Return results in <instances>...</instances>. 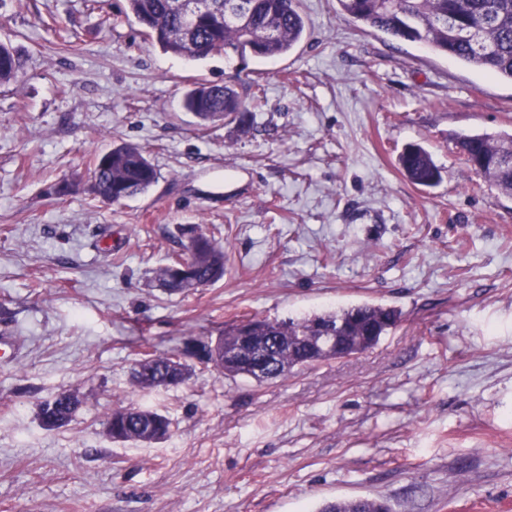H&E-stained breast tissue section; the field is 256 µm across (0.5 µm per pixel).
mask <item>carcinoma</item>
I'll return each instance as SVG.
<instances>
[{
	"mask_svg": "<svg viewBox=\"0 0 512 512\" xmlns=\"http://www.w3.org/2000/svg\"><path fill=\"white\" fill-rule=\"evenodd\" d=\"M178 0H126V16L145 27L165 54L195 61L222 54L275 59L288 54L307 31L296 0H248L243 19L219 29L199 24L184 41L174 36L179 24ZM341 14L395 39L418 42L438 53L512 82V0H337ZM21 57L0 43V84L17 78ZM183 108L199 121L236 122L250 129L252 117L233 84L199 82L188 89ZM456 148L465 165L512 196V135L470 134ZM404 175L415 185L434 187L440 168L420 144H409L398 156ZM158 172L141 148L127 141L97 156L88 191L102 201H123L157 182ZM188 235L183 252L156 271L168 294L204 288L224 277V247L200 226L180 229ZM401 312L393 307L362 305L284 321L247 318L224 329L216 340H192L178 353L149 354L134 369L143 390L177 386L192 370L188 360L210 365L229 378L258 384L288 378L315 363L363 353L397 327ZM78 406L59 393L40 407L48 430L67 425ZM105 434L115 442L154 443L171 437L172 422L155 410L119 404L105 420ZM318 512H394L382 497L327 501Z\"/></svg>",
	"mask_w": 512,
	"mask_h": 512,
	"instance_id": "obj_1",
	"label": "carcinoma"
}]
</instances>
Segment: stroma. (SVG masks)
Here are the masks:
<instances>
[{
    "label": "stroma",
    "mask_w": 512,
    "mask_h": 512,
    "mask_svg": "<svg viewBox=\"0 0 512 512\" xmlns=\"http://www.w3.org/2000/svg\"><path fill=\"white\" fill-rule=\"evenodd\" d=\"M288 55L163 53L125 0H0L24 61L0 84V512H512V197L463 165L461 133H512V82L299 0ZM265 94L249 133L180 106L195 82ZM159 179L104 204L85 185L112 143ZM442 173L412 184L410 143ZM75 181L70 194L50 188ZM199 224L224 276L167 295L156 270ZM402 321L371 350L264 384L195 364L143 391L131 368L241 319L359 304ZM78 392L65 427L41 403ZM156 410L165 441H112L113 406ZM390 501L382 497H358L327 501L318 512H394Z\"/></svg>",
    "instance_id": "obj_1"
}]
</instances>
